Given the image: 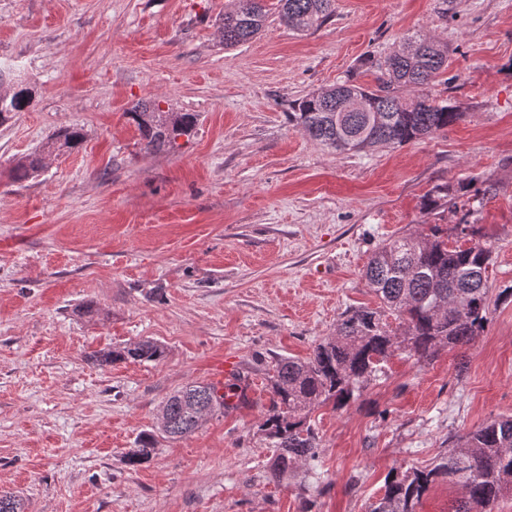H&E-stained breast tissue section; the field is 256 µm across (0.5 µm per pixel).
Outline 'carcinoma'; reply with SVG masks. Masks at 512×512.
<instances>
[{
  "label": "carcinoma",
  "instance_id": "obj_1",
  "mask_svg": "<svg viewBox=\"0 0 512 512\" xmlns=\"http://www.w3.org/2000/svg\"><path fill=\"white\" fill-rule=\"evenodd\" d=\"M275 2L271 8L268 0H233L219 18L224 47L256 37L273 11L298 32L320 28L335 12V0ZM363 66L373 72L375 85L358 83L356 73L350 72L333 86L306 95L288 113V120L322 145L360 152L379 145L402 146L445 131L462 118L450 101H438L425 92L448 69L447 46L431 36L407 34L397 50L380 59L368 57ZM31 105L28 89L13 91L0 99V123ZM128 116L149 153L173 147L178 137L191 134L198 119L194 112H166L154 101L138 104ZM82 139L81 130L72 128L52 138L48 147L73 149ZM43 168L44 157L32 155L15 164L11 177L23 181ZM448 197L450 188L437 186L427 195V205L438 209L448 204ZM450 231L458 238L477 233L475 225L467 222L452 228L430 224L378 246L363 278L379 305L345 312L335 332L316 344L309 358L283 357L275 362L271 409L261 425L265 440L275 449L272 477L316 461L320 439L310 414L327 404L346 406L388 358L404 352L419 362L431 361L441 348H463L484 331L490 304L485 273L491 250L480 244L450 248ZM165 356L164 345L143 340L102 351L97 360L159 362ZM238 389L233 383L221 394L209 383L193 382L175 391L161 407L160 434L169 439L191 435L208 417L228 410L229 393ZM155 452L154 435L146 434L127 453V463H147ZM438 481L458 487L454 512H483L500 496L512 494V417L492 419L460 437L455 448L429 469L393 470L371 512H416L423 495ZM0 512H25L22 499L0 493Z\"/></svg>",
  "mask_w": 512,
  "mask_h": 512
}]
</instances>
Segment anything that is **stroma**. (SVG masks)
<instances>
[{
	"label": "stroma",
	"mask_w": 512,
	"mask_h": 512,
	"mask_svg": "<svg viewBox=\"0 0 512 512\" xmlns=\"http://www.w3.org/2000/svg\"><path fill=\"white\" fill-rule=\"evenodd\" d=\"M231 0H0V61L34 105L0 124V492L26 512H368L396 468H424L458 436L512 416V302L429 362L391 357L347 407L312 414L319 458L274 481L261 433L280 357H309L349 309L377 306L362 270L421 224H477L489 285L512 286V0H336L297 32L277 17L224 47ZM419 30L448 47L428 89L463 117L401 147L339 152L289 123L347 72L374 82ZM194 112L173 149L141 150V102ZM83 142L13 181L54 134ZM438 185L456 192L430 210ZM154 362L101 365L142 339ZM232 360L249 386L194 434L158 439L167 395ZM43 155H32L19 160L11 169V177L14 181H23L38 175L44 168ZM138 447L133 448L127 453V463L131 466L141 465L151 461L156 449L155 438L153 434H145L138 440Z\"/></svg>",
	"instance_id": "obj_1"
}]
</instances>
